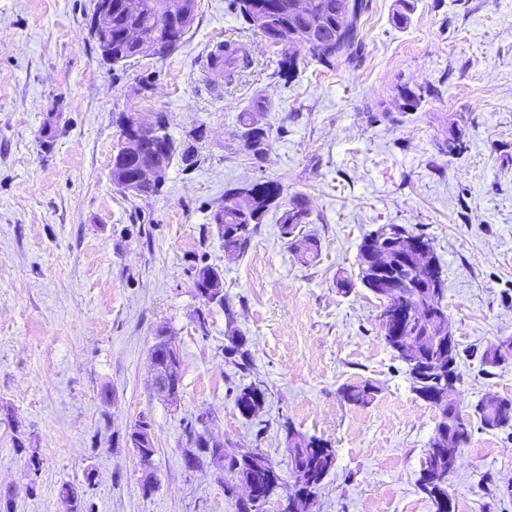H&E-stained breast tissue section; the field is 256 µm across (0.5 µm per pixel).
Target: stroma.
<instances>
[{
    "instance_id": "obj_1",
    "label": "stroma",
    "mask_w": 512,
    "mask_h": 512,
    "mask_svg": "<svg viewBox=\"0 0 512 512\" xmlns=\"http://www.w3.org/2000/svg\"><path fill=\"white\" fill-rule=\"evenodd\" d=\"M92 11L93 0H0V493L10 512H65V485L84 490L92 512H237L232 474L189 463V421L225 455L260 449L285 498L295 491L287 420L336 451L312 512H434L416 482L439 412L381 340L382 300L336 282L357 276L359 246L380 225L424 234L442 267L464 411L512 398V359L479 358L512 339V0H368L361 62L313 63L285 86L273 77L280 46L227 0H198L179 47L123 67L103 61ZM218 32L249 65L213 85ZM429 86L435 95L406 106L403 90ZM258 98L272 139L262 160L236 137ZM133 112L162 114L195 150L149 197L111 177L117 118ZM265 180L307 201L315 259L290 248L277 209L244 254L225 256L214 210L225 190ZM202 263L222 270L229 302L211 306L204 334L191 273ZM161 326L181 356L172 405L152 392ZM233 328L246 373L224 351ZM366 381L378 388L370 405L343 399ZM250 382L267 399L247 419L234 396ZM143 417L147 469L128 442ZM448 491L456 512H512V429L472 425Z\"/></svg>"
}]
</instances>
